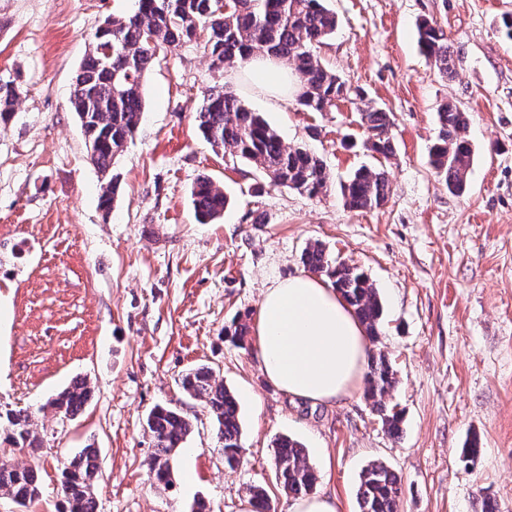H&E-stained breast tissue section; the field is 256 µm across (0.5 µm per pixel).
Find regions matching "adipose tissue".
Returning a JSON list of instances; mask_svg holds the SVG:
<instances>
[{"label":"adipose tissue","mask_w":512,"mask_h":512,"mask_svg":"<svg viewBox=\"0 0 512 512\" xmlns=\"http://www.w3.org/2000/svg\"><path fill=\"white\" fill-rule=\"evenodd\" d=\"M250 72L272 98L295 91L288 67L278 61H253ZM255 335L268 379L288 395L315 403L350 395L368 364L365 330L324 276L303 273L267 288Z\"/></svg>","instance_id":"ef3b65f1"}]
</instances>
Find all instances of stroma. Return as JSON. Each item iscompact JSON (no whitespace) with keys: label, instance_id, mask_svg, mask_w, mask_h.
<instances>
[{"label":"stroma","instance_id":"obj_1","mask_svg":"<svg viewBox=\"0 0 512 512\" xmlns=\"http://www.w3.org/2000/svg\"><path fill=\"white\" fill-rule=\"evenodd\" d=\"M327 4L339 25L316 53L362 98L305 112L252 87L239 63L211 68L201 44L161 50L142 121L112 168L119 193L107 213L70 96L95 31L135 0H0V78L22 87L0 127V408L36 410L43 440L40 501L25 508L0 495V512H63L60 470L89 447L101 466L96 512H189L199 498L210 512H244L253 486L266 488L272 512H292L272 467L281 435L305 445L314 493L334 497L338 512H358L359 474L372 460L401 477L400 512H477L484 497L512 512V39L502 32L512 0ZM424 19L456 51L453 78L420 51ZM216 84L285 145L318 154L327 193L268 186L254 165L212 148L194 115ZM447 102L466 112L474 150L460 193L429 162ZM368 107L393 114L389 160L361 146ZM378 165L389 173L385 204L346 207L340 183ZM204 176L231 199L209 224L191 197ZM311 241L379 292L383 333L370 350L396 374L385 402L403 417L399 438L363 389L330 404L291 398L266 377L255 339L242 346L229 334L238 317H256L265 288L304 273ZM200 364L239 399L237 469L224 466L208 408L179 387ZM76 377L92 388L81 413L41 412ZM158 405L193 422L167 487L149 471L145 419ZM472 436L481 447L469 464L461 450Z\"/></svg>","mask_w":512,"mask_h":512}]
</instances>
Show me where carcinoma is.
<instances>
[{
  "label": "carcinoma",
  "mask_w": 512,
  "mask_h": 512,
  "mask_svg": "<svg viewBox=\"0 0 512 512\" xmlns=\"http://www.w3.org/2000/svg\"><path fill=\"white\" fill-rule=\"evenodd\" d=\"M326 0H227L226 10L215 13L214 0H137L136 10L107 21L109 30L94 34V46L82 61L76 76L71 106L76 116H85L81 125L91 163L103 175L110 174L115 158L140 124L145 111V79L158 52L196 40L206 31L204 48L212 66L226 62L248 65L254 50L277 59L292 70L299 95L298 104L306 112H327L336 101L362 98L335 72L324 67L314 48L336 33L338 17ZM418 43L439 72L454 73V50L436 23L423 20L417 26ZM19 98L15 82H0V125L10 121ZM195 121L204 140L235 158L260 168L272 187H284L317 197L328 188L330 175L324 161L302 146L287 147L278 132L260 113L224 87L214 85L203 97ZM439 131L429 149L431 164L444 178L448 189L464 191L473 153L462 132L467 124L464 111L444 104L438 112ZM365 130L364 147L384 158L394 152L392 113L367 108L361 112ZM345 204L367 210L381 206L389 194V181L382 168L362 167L341 186ZM117 182L111 178L101 185L100 204L112 210ZM192 200L197 217L208 224L223 216L230 198L202 177L195 183ZM304 267L327 277L353 308L368 339L378 340L383 325V306L373 282L357 267L331 257L318 242L308 243L301 255ZM395 384L392 365L383 353L370 356L365 396L387 434L402 433V417L388 407L385 395ZM182 391L209 408L216 422V438L221 444L224 465H239L242 453L240 406L233 391L216 381L212 368L190 369L180 379ZM91 397L85 380H77L52 398L50 405L63 418L71 419ZM6 427L0 436L2 448H27L36 454L42 440L33 429L34 412L29 408L0 410ZM154 453L150 473L163 485L171 481V461L192 433L193 423L181 410L157 406L146 418ZM275 476L282 489L293 496L308 495L317 484V474L308 463L303 444L291 437L275 441ZM37 464L0 466V494L25 507L39 498ZM99 473L97 451L85 448L64 467L60 489L68 512H94V482ZM401 477L385 463L374 460L361 471L357 492L358 512H399Z\"/></svg>",
  "instance_id": "carcinoma-1"
}]
</instances>
